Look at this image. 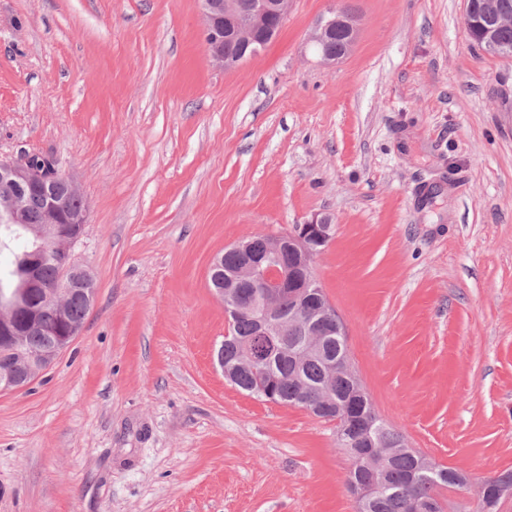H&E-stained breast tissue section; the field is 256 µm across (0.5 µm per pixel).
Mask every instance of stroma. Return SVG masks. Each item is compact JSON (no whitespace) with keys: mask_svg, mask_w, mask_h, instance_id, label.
I'll list each match as a JSON object with an SVG mask.
<instances>
[{"mask_svg":"<svg viewBox=\"0 0 512 512\" xmlns=\"http://www.w3.org/2000/svg\"><path fill=\"white\" fill-rule=\"evenodd\" d=\"M333 66L293 0L238 68L199 0H0V157L88 205L96 295L26 388L0 389V512H357L336 424L231 385L209 286L236 241L333 219L314 272L376 412L479 479L512 470V57L465 0H344Z\"/></svg>","mask_w":512,"mask_h":512,"instance_id":"obj_1","label":"stroma"}]
</instances>
